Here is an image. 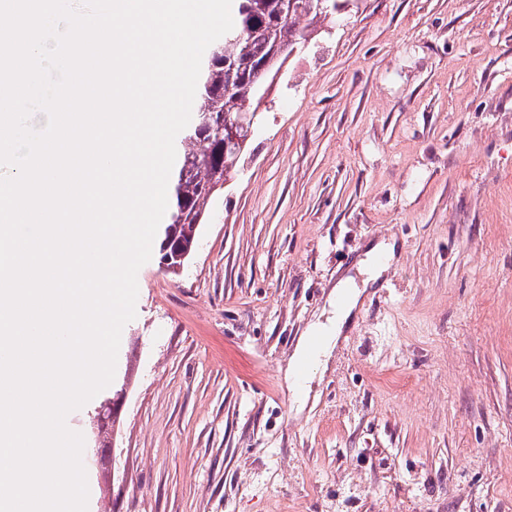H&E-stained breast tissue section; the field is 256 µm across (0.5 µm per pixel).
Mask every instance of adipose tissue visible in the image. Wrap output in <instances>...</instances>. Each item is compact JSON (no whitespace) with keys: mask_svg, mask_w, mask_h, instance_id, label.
<instances>
[{"mask_svg":"<svg viewBox=\"0 0 512 512\" xmlns=\"http://www.w3.org/2000/svg\"><path fill=\"white\" fill-rule=\"evenodd\" d=\"M361 296L350 281L341 282L336 288V314L329 324L313 325L307 339L298 346L291 365V376L298 384L299 396H307V379L302 374L308 362H320L332 350L346 321L351 316Z\"/></svg>","mask_w":512,"mask_h":512,"instance_id":"adipose-tissue-1","label":"adipose tissue"}]
</instances>
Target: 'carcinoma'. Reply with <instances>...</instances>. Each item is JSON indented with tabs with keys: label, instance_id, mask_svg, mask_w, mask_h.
<instances>
[{
	"label": "carcinoma",
	"instance_id": "obj_1",
	"mask_svg": "<svg viewBox=\"0 0 512 512\" xmlns=\"http://www.w3.org/2000/svg\"><path fill=\"white\" fill-rule=\"evenodd\" d=\"M238 22L213 43L200 74V104L181 132L183 159L175 174L168 223L162 240L172 247L188 244L186 229L205 224L214 197L224 189V173L236 171L247 147L224 145L208 132L207 124L226 113L234 117L251 113L260 98L265 72L260 64L268 54L272 38L291 52L301 38L295 20L316 19L323 10L318 0H280L281 11L267 0H235Z\"/></svg>",
	"mask_w": 512,
	"mask_h": 512
}]
</instances>
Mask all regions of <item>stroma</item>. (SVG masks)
Here are the masks:
<instances>
[{
    "instance_id": "obj_1",
    "label": "stroma",
    "mask_w": 512,
    "mask_h": 512,
    "mask_svg": "<svg viewBox=\"0 0 512 512\" xmlns=\"http://www.w3.org/2000/svg\"><path fill=\"white\" fill-rule=\"evenodd\" d=\"M296 27L180 275L122 331L88 512H512V0H343ZM393 245L297 405L290 359Z\"/></svg>"
}]
</instances>
